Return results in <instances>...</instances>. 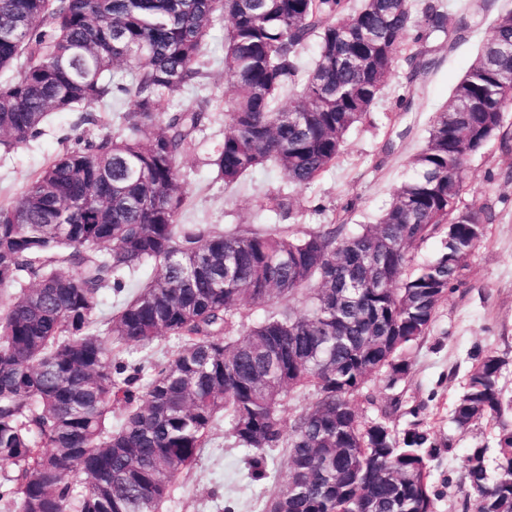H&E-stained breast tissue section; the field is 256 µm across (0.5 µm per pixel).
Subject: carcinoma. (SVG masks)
Listing matches in <instances>:
<instances>
[{
	"label": "carcinoma",
	"instance_id": "carcinoma-1",
	"mask_svg": "<svg viewBox=\"0 0 512 512\" xmlns=\"http://www.w3.org/2000/svg\"><path fill=\"white\" fill-rule=\"evenodd\" d=\"M470 6L444 0H0V149L40 133L49 114L120 95L132 103L93 139L46 165L0 206V482L13 512H161L177 478L224 417L269 476V452L288 449L287 482L265 512H434L430 462L439 445L423 422L389 424L393 398L371 420L355 403L365 385L408 377L409 348L426 336L495 215L459 197L467 160L499 139L512 102V10L436 113L412 174L375 224H181L178 160L209 118V99L174 112L161 102L199 92L207 38L226 21L229 124L210 165L224 185L272 165L294 185L318 180L370 111L399 57L432 67L427 42L470 28ZM317 44L314 66L300 50ZM288 104H281L282 99ZM259 210L297 220L286 194ZM440 238L430 260L412 253ZM154 276L98 319L103 292L121 294L144 265ZM304 299L301 312L278 307ZM264 315L239 337L243 302ZM173 335L179 348L145 365L122 358ZM505 358L476 357L451 420L465 433L501 422L494 456L468 450L461 491L474 512H512V414ZM313 402L284 425L285 398ZM123 415L112 422V409Z\"/></svg>",
	"mask_w": 512,
	"mask_h": 512
}]
</instances>
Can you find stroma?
<instances>
[{"instance_id": "stroma-1", "label": "stroma", "mask_w": 512, "mask_h": 512, "mask_svg": "<svg viewBox=\"0 0 512 512\" xmlns=\"http://www.w3.org/2000/svg\"><path fill=\"white\" fill-rule=\"evenodd\" d=\"M512 0H494V7L476 17L470 32L449 48L445 36L430 38L427 46L437 61L434 69L410 74L404 60L392 73L367 118L347 135L336 163L314 184L295 186L279 169L268 167L239 184L225 186L209 164L214 148L224 138L227 108L224 91L230 77L224 71V29L216 27L208 38L203 82L211 97L210 118L197 135L194 147L179 159L186 176L188 207L185 224H210L220 230L239 225L277 223L274 213L256 211V200L266 194L288 193L303 209L297 222L306 230L320 224L375 223L395 188L409 175L410 162L422 147L435 113L446 107L454 85L473 64L480 46L493 35L499 9ZM122 99L111 107L84 105L82 112L53 113L40 134L10 153H0V202L17 197L26 183L49 162L74 146L78 137L97 129L80 122L87 112L109 121L111 109H128ZM485 204L495 219L468 260L466 283L449 292L429 333L409 350L412 363L407 380L388 388L385 380L369 382L363 413L376 417L391 398L401 409L391 425L403 428L411 414L424 419L433 439L453 440L452 450L431 461V480L438 494L436 512H464L459 487L468 448L481 443L494 446L498 426L482 421L465 433L456 432L451 412L476 353L492 352L512 360V153L491 141L466 164L460 206ZM250 454L216 422L212 440L191 470L174 485L162 512H262L289 474L287 449L273 452L270 475L252 480Z\"/></svg>"}]
</instances>
